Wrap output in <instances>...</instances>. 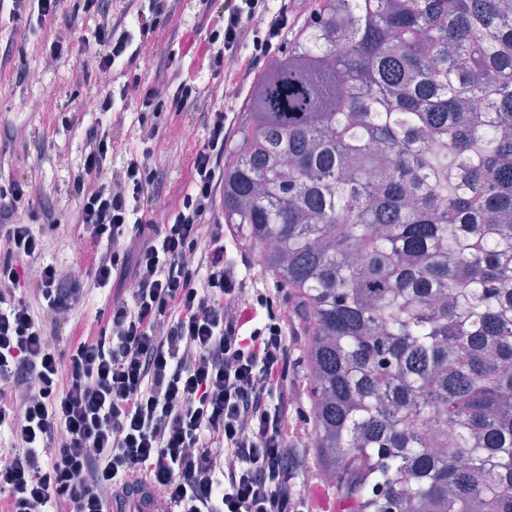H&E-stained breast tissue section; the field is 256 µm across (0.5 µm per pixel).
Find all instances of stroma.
<instances>
[{"label":"stroma","instance_id":"obj_1","mask_svg":"<svg viewBox=\"0 0 512 512\" xmlns=\"http://www.w3.org/2000/svg\"><path fill=\"white\" fill-rule=\"evenodd\" d=\"M219 0H190L174 16L161 20L145 36V58L135 62L120 60L106 76L82 73V50L70 59L47 64L40 52L56 32L76 28L80 35L92 36L97 16L72 17V0H63L57 20L37 26L28 16H0V46L10 45V68L0 70V165L15 175H31L37 199L22 220L44 235L46 257L61 271L85 285L87 255L74 223L76 209L72 187L91 128L115 133L124 148L109 156L104 173L115 177L130 159L151 150L158 167L167 171L165 188L156 212L178 201L188 184L190 158L203 142L206 115L215 110L233 113L242 108L241 97L214 99L201 105L196 113H140L135 104L121 100L123 86L134 79L155 78L158 64L171 49V36L178 27L192 23L195 16L217 7ZM112 99L110 111H102L101 102ZM160 124L163 141L148 140L152 124ZM50 208L55 227L46 226L43 208ZM112 292L107 288H89L75 308L69 322L46 321L45 330L56 356H64L71 337L106 336L110 333Z\"/></svg>","mask_w":512,"mask_h":512}]
</instances>
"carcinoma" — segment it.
Returning <instances> with one entry per match:
<instances>
[{"instance_id": "obj_1", "label": "carcinoma", "mask_w": 512, "mask_h": 512, "mask_svg": "<svg viewBox=\"0 0 512 512\" xmlns=\"http://www.w3.org/2000/svg\"><path fill=\"white\" fill-rule=\"evenodd\" d=\"M223 212L297 307L344 512H512V0H316Z\"/></svg>"}]
</instances>
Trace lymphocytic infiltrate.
I'll return each mask as SVG.
<instances>
[{
  "mask_svg": "<svg viewBox=\"0 0 512 512\" xmlns=\"http://www.w3.org/2000/svg\"><path fill=\"white\" fill-rule=\"evenodd\" d=\"M293 3L222 0L201 22L203 49L170 53L163 84L134 82L137 107L186 112L222 86L248 87L294 24ZM175 8L127 0L133 32L104 0H74L75 14L100 17L82 69L102 76L119 59L137 60L135 34ZM206 70L223 71V85H200ZM232 135L229 113H208L190 187L158 223L150 214L162 179L150 154L107 181L112 136L90 134L73 189L91 285L114 291L111 334L77 337L63 360L16 292L35 280L46 313L65 323L80 289L46 262L43 236L18 222L33 184L9 176L0 193V425L15 453L0 467V512H107L112 492L140 485L163 491L173 512H311L293 486L297 451L310 445L290 377L294 319L278 292L250 287L216 217Z\"/></svg>",
  "mask_w": 512,
  "mask_h": 512,
  "instance_id": "lymphocytic-infiltrate-1",
  "label": "lymphocytic infiltrate"
}]
</instances>
